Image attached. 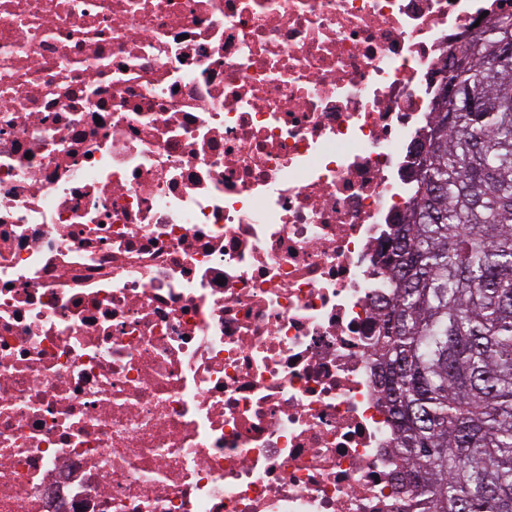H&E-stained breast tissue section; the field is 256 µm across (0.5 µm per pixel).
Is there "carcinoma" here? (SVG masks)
Instances as JSON below:
<instances>
[{
    "label": "carcinoma",
    "instance_id": "1",
    "mask_svg": "<svg viewBox=\"0 0 512 512\" xmlns=\"http://www.w3.org/2000/svg\"><path fill=\"white\" fill-rule=\"evenodd\" d=\"M512 22L464 47L384 270L380 387L414 512H512Z\"/></svg>",
    "mask_w": 512,
    "mask_h": 512
}]
</instances>
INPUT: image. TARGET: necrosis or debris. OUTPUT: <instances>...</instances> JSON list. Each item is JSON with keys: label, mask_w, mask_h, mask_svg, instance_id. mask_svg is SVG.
Returning a JSON list of instances; mask_svg holds the SVG:
<instances>
[{"label": "necrosis or debris", "mask_w": 512, "mask_h": 512, "mask_svg": "<svg viewBox=\"0 0 512 512\" xmlns=\"http://www.w3.org/2000/svg\"><path fill=\"white\" fill-rule=\"evenodd\" d=\"M480 0H0V512H408L379 268Z\"/></svg>", "instance_id": "4bbe7bcc"}]
</instances>
